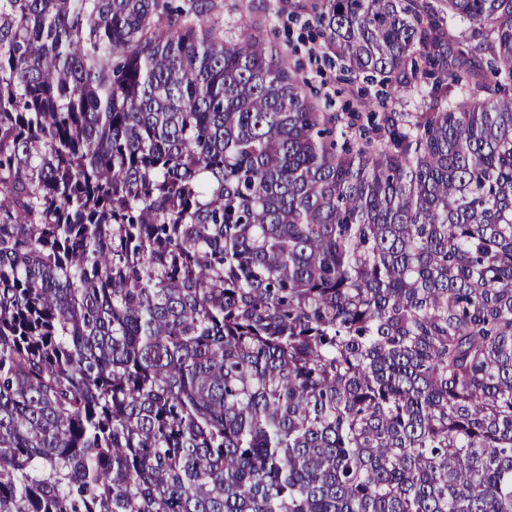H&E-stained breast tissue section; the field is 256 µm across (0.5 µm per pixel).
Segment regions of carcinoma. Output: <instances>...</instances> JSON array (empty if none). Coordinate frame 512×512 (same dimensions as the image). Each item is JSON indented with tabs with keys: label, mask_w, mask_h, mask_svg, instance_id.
I'll return each instance as SVG.
<instances>
[{
	"label": "carcinoma",
	"mask_w": 512,
	"mask_h": 512,
	"mask_svg": "<svg viewBox=\"0 0 512 512\" xmlns=\"http://www.w3.org/2000/svg\"><path fill=\"white\" fill-rule=\"evenodd\" d=\"M305 8L0 0V512H512V0ZM216 5L215 13L219 17L224 31L237 30L241 14L247 13L251 20L260 21L262 28L260 35L267 43L282 45L289 40L297 46V53L292 57L291 63L300 64L303 73L311 80L312 85L318 86L322 80L328 81L329 97H321L326 104L328 112H349L345 107L353 102L355 95L361 88H367L372 94L380 87L372 85L364 79V75L346 81L340 71V61L329 54L322 64L319 72L316 64L310 61L306 45L314 41L311 46L324 47V38L311 16L303 13L300 5L305 0H288V10H282L283 0H212ZM321 46L310 48V55L315 61L321 57ZM327 102H326V101Z\"/></svg>",
	"instance_id": "cac0c4a2"
}]
</instances>
